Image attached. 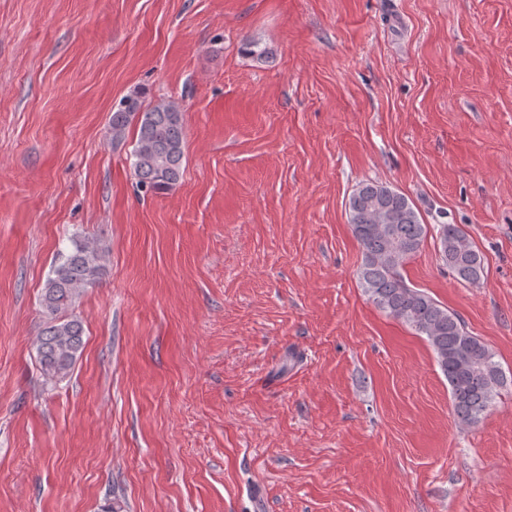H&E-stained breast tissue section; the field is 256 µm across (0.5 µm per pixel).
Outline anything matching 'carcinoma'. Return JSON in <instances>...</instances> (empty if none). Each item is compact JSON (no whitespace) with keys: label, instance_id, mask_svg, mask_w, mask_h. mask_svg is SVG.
<instances>
[{"label":"carcinoma","instance_id":"1","mask_svg":"<svg viewBox=\"0 0 512 512\" xmlns=\"http://www.w3.org/2000/svg\"><path fill=\"white\" fill-rule=\"evenodd\" d=\"M134 119L138 123L132 152L137 185L154 193L173 188L182 177L185 147L180 105L161 100L143 111L137 99H127L112 113V141L124 140ZM373 209L392 215L383 235L369 230L368 214ZM348 211L353 236L363 252L358 278L365 293L387 315L426 338L448 381L457 422L462 426L478 423L506 385V376L494 353L468 331L458 314L404 278L403 266L421 249L427 225L404 194L382 183L360 185L348 199ZM437 237L441 260L456 280L480 284L483 257L459 226L440 224ZM104 259L105 251L96 242L75 239L45 283L41 305L48 321L34 348L41 373L50 383L65 379L84 349V326L75 309L83 292L99 281Z\"/></svg>","mask_w":512,"mask_h":512}]
</instances>
